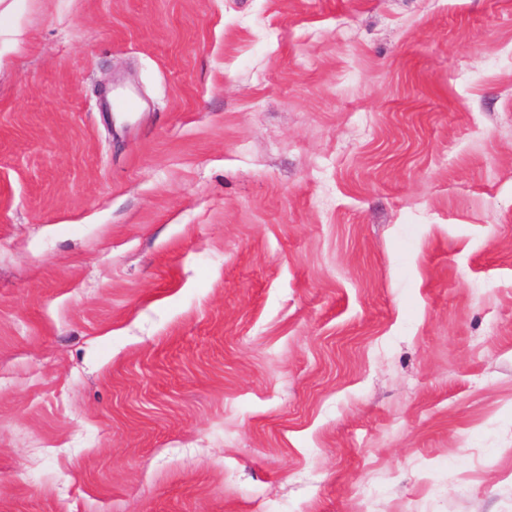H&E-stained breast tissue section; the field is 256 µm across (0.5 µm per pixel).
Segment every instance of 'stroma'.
I'll list each match as a JSON object with an SVG mask.
<instances>
[{
    "instance_id": "obj_1",
    "label": "stroma",
    "mask_w": 512,
    "mask_h": 512,
    "mask_svg": "<svg viewBox=\"0 0 512 512\" xmlns=\"http://www.w3.org/2000/svg\"><path fill=\"white\" fill-rule=\"evenodd\" d=\"M10 25L0 512H512V0Z\"/></svg>"
}]
</instances>
